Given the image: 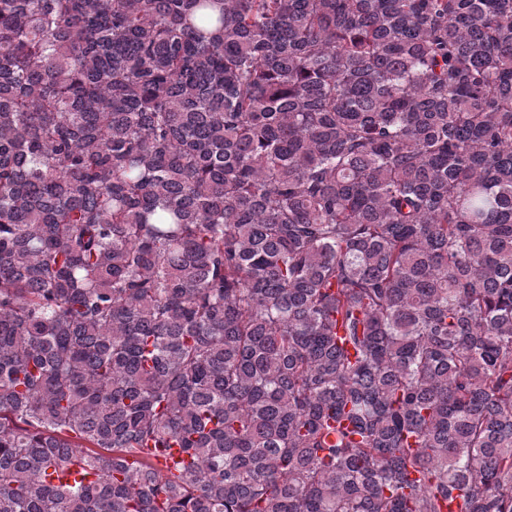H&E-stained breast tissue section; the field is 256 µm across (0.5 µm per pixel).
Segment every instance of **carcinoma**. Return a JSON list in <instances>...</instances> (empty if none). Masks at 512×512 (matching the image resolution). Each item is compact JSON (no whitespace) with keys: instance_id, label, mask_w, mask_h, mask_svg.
<instances>
[{"instance_id":"carcinoma-1","label":"carcinoma","mask_w":512,"mask_h":512,"mask_svg":"<svg viewBox=\"0 0 512 512\" xmlns=\"http://www.w3.org/2000/svg\"><path fill=\"white\" fill-rule=\"evenodd\" d=\"M454 500L512 512V0H0V512Z\"/></svg>"}]
</instances>
